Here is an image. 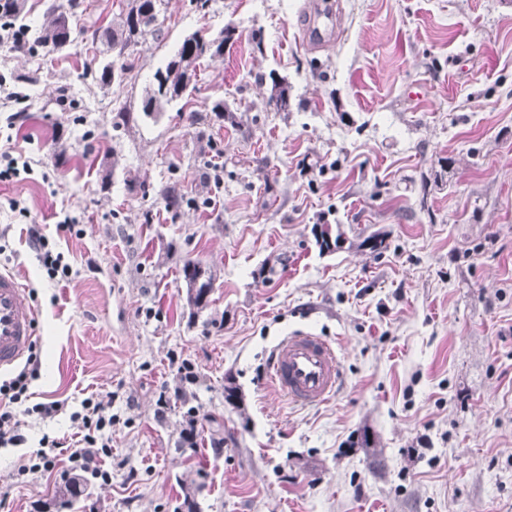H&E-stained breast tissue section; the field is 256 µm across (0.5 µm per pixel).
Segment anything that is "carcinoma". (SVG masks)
I'll return each mask as SVG.
<instances>
[{
    "mask_svg": "<svg viewBox=\"0 0 512 512\" xmlns=\"http://www.w3.org/2000/svg\"><path fill=\"white\" fill-rule=\"evenodd\" d=\"M161 4L162 0H127L118 23L100 34L93 33V38L104 39L112 52V60L103 64L96 75L100 85L108 87L115 81L123 82L124 76L130 71L126 58L130 56L131 48L141 39H159L161 28L158 15ZM25 18V0H0V21L17 28L22 34L20 40L12 42L13 51L27 53L34 47H40L48 52H59L70 44L72 28L67 12L52 6L47 11L44 22L34 28L25 23ZM230 34V30H224L217 42L206 41L195 35L185 39L165 66L155 72L154 88L143 101L144 115L158 113L166 104L181 97L195 76L197 61L208 52L213 55L224 54V42L229 39ZM266 105L278 112L288 111V88L275 86ZM316 238L323 251H333L339 246L340 238L332 236L326 224L320 225ZM182 274L188 306L198 312L207 308L213 284L212 272L198 262L189 261L183 266ZM87 489V481L77 474L55 487L53 500L58 502L59 507L71 509L80 498L86 496ZM203 489L204 484L194 481L182 485L186 512H197L196 496Z\"/></svg>",
    "mask_w": 512,
    "mask_h": 512,
    "instance_id": "1",
    "label": "carcinoma"
}]
</instances>
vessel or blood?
Wrapping results in <instances>:
<instances>
[{
  "instance_id": "vessel-or-blood-1",
  "label": "vessel or blood",
  "mask_w": 512,
  "mask_h": 512,
  "mask_svg": "<svg viewBox=\"0 0 512 512\" xmlns=\"http://www.w3.org/2000/svg\"><path fill=\"white\" fill-rule=\"evenodd\" d=\"M335 14L324 9L310 16L307 34L323 43L335 32ZM36 335L35 313L20 280L0 272V368L14 365L29 352ZM270 379L277 390L299 405L329 400L340 380V364L329 342L309 332L294 333L278 343L270 358Z\"/></svg>"
}]
</instances>
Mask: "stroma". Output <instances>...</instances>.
Here are the masks:
<instances>
[{
  "instance_id": "obj_1",
  "label": "stroma",
  "mask_w": 512,
  "mask_h": 512,
  "mask_svg": "<svg viewBox=\"0 0 512 512\" xmlns=\"http://www.w3.org/2000/svg\"><path fill=\"white\" fill-rule=\"evenodd\" d=\"M305 2L164 0L162 38L105 88L112 54L92 33L126 0H27L32 22L70 9L73 42L0 46V147L29 163L0 183V270L37 315L26 403L62 409L20 415L25 443L0 447V512L51 505L75 473L72 413L107 397L112 479H90L72 512H176L192 478L200 512H512V0H339L325 48L304 37ZM227 28L186 94L144 115L183 40ZM278 83L289 111L266 105ZM34 224L69 279L48 278ZM375 233L383 248H362ZM189 261L214 274L199 313ZM297 330L339 357L325 403L269 383L273 346ZM45 435L63 443L55 467L21 473Z\"/></svg>"
}]
</instances>
